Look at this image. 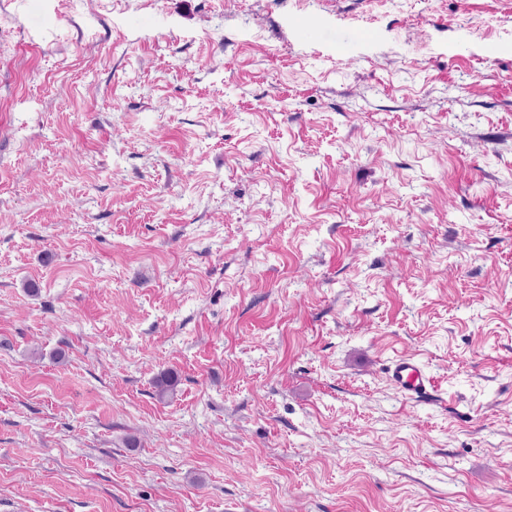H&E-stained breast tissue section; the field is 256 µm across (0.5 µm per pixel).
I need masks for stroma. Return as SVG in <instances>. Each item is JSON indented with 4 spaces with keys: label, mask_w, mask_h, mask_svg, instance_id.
Returning <instances> with one entry per match:
<instances>
[{
    "label": "stroma",
    "mask_w": 512,
    "mask_h": 512,
    "mask_svg": "<svg viewBox=\"0 0 512 512\" xmlns=\"http://www.w3.org/2000/svg\"><path fill=\"white\" fill-rule=\"evenodd\" d=\"M0 512H512V0H0ZM385 374L398 391L408 399H422L433 391V381L418 361L400 357L386 366Z\"/></svg>",
    "instance_id": "1"
}]
</instances>
